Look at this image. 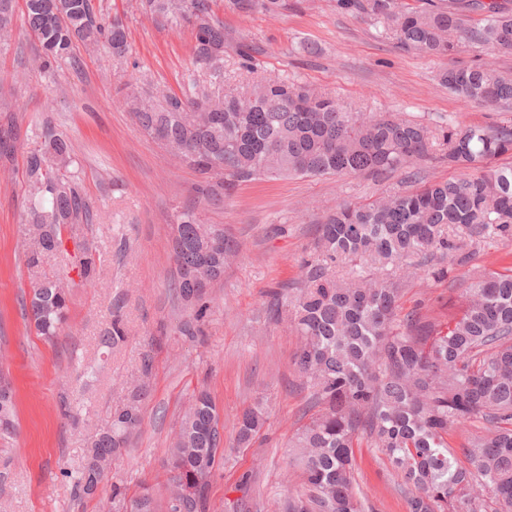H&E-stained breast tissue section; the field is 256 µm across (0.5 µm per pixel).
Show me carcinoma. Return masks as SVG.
I'll return each mask as SVG.
<instances>
[{"label":"carcinoma","instance_id":"cac0c4a2","mask_svg":"<svg viewBox=\"0 0 512 512\" xmlns=\"http://www.w3.org/2000/svg\"><path fill=\"white\" fill-rule=\"evenodd\" d=\"M230 10L256 7L273 13L282 0H225ZM213 0H146L150 13L195 34L196 61L221 80L224 21ZM25 27L38 39V67L52 71L73 57L79 44L126 52L127 30L117 18L106 23L92 0H25ZM336 9L367 16L404 48L429 56L451 54L467 40L488 54L512 51V4L507 0H455L414 10L404 0H336ZM483 17L465 27L463 11ZM12 0H0V34L13 31ZM448 89L491 105H512V76L490 63L451 67L441 75ZM127 106L149 136L203 179L208 198L240 182L395 172L440 154L463 173L368 203H340L318 228L303 264L301 287L269 293L274 315L288 314L299 338L294 364L319 410L288 441L289 462L302 470V489L286 497L279 512H374L355 487L354 448L365 442L398 478L408 512H512V267L486 270L463 290L461 314L442 322L415 309L400 315L404 283L379 275L388 265L414 258L440 280L448 266H461L470 238L512 240V166H494L512 153V121L494 128L457 124L446 129L400 120L386 113L353 112L338 99L269 77L250 93L168 94L160 101L133 95ZM17 150L13 128L0 126V156ZM72 144L50 125L41 145L25 151L30 219L24 225L29 269L60 255L62 270L40 279L29 300L36 334L54 340L67 321L69 296L57 280L75 271L97 275L95 254L79 241L91 223L89 207L71 171ZM73 241L74 251L66 248ZM172 251L178 298L193 311L180 326L190 338L209 310L207 289L224 277V258L235 247L224 230L200 223L191 211L174 225ZM350 266L339 279L333 266ZM126 339L123 317L114 312L102 344ZM142 388L112 412V422L90 442L75 487L86 494L100 465L117 462L129 436L142 423ZM265 423L260 408L238 419L236 441L249 446ZM478 424L459 450L448 432ZM15 429L13 396L0 397V436ZM224 439L210 393H193L170 452L173 485L164 512H211L209 486ZM112 512H154L146 487L131 502L112 486Z\"/></svg>","mask_w":512,"mask_h":512}]
</instances>
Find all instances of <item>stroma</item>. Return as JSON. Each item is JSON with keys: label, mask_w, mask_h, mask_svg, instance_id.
Segmentation results:
<instances>
[{"label": "stroma", "mask_w": 512, "mask_h": 512, "mask_svg": "<svg viewBox=\"0 0 512 512\" xmlns=\"http://www.w3.org/2000/svg\"><path fill=\"white\" fill-rule=\"evenodd\" d=\"M105 17H119L127 32L124 56L77 48L51 73L38 69L36 38L15 24L0 41V117L16 122L22 148L0 164V372L12 382L17 430L0 439V512H103L106 494L80 495L73 476L88 445L123 406L140 374L150 337L154 353L149 396L139 431L109 471L110 482L135 498L141 485L167 490L168 448L194 391L207 389L224 427L223 457L211 480L214 512H278L302 487L299 468H288L287 443L311 416L294 353L298 339L287 316H274L269 293L302 281L301 262L317 227L337 203H365L415 190L427 180L458 176L457 168L429 158L405 173L357 174L239 183L230 195L208 199L199 177L135 123L125 102L133 94H182L190 82L209 85L196 62L190 26H172L146 13L142 0H95ZM214 10L224 22L227 92L249 90L277 77L328 93L362 112H389L433 127L451 122L492 126L512 119V108L489 106L449 93L440 78L451 67L483 60L512 72V53L486 55L470 42L445 57L402 48L375 21L338 11L335 0H285L275 13ZM254 45L250 64L237 49ZM70 139L73 169L93 206L80 236L95 250L94 280L70 290L69 320L55 341L37 336L25 302L33 278L25 265L23 224L29 207L24 148L38 146L43 125ZM193 211L218 224L237 248L224 278L211 289L200 336H183L189 313L178 300L170 226ZM468 264L445 280L407 279L403 311L424 305L447 318L462 308L460 294L473 274L512 266L511 241H471ZM128 338L102 345L113 311ZM93 366L94 378L82 375ZM262 405L266 423L251 447H238L235 427L243 410ZM356 483L375 512H407L397 479L373 449L361 448ZM248 478V493L238 491Z\"/></svg>", "instance_id": "1"}]
</instances>
